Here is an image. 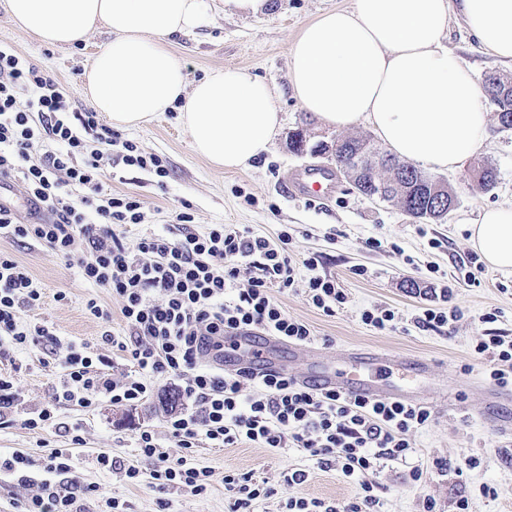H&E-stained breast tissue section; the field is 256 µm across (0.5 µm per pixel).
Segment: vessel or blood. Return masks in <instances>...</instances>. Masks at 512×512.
I'll use <instances>...</instances> for the list:
<instances>
[{
    "instance_id": "1",
    "label": "vessel or blood",
    "mask_w": 512,
    "mask_h": 512,
    "mask_svg": "<svg viewBox=\"0 0 512 512\" xmlns=\"http://www.w3.org/2000/svg\"><path fill=\"white\" fill-rule=\"evenodd\" d=\"M292 193L310 201L328 198L333 175L316 170L304 179H292ZM281 339L257 330L224 339L223 365L254 373H285L304 386L334 390L368 401L387 400L407 405L447 403L448 391L440 385H427L433 365L423 358H398L375 348H343L334 358H323L318 350L301 345L290 348L288 359H281Z\"/></svg>"
}]
</instances>
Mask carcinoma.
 Instances as JSON below:
<instances>
[{
  "label": "carcinoma",
  "instance_id": "1",
  "mask_svg": "<svg viewBox=\"0 0 512 512\" xmlns=\"http://www.w3.org/2000/svg\"><path fill=\"white\" fill-rule=\"evenodd\" d=\"M484 89L496 107L497 122L502 129H512V78L489 73L484 78ZM358 154L371 157L365 168L350 166L351 183L357 192L367 198L384 187L385 201L397 202L413 219L443 222L454 208L455 195L449 188L437 187V182L427 177L413 165L400 162L380 151L368 140L336 139L334 161L352 158ZM477 183L484 190H491L497 182V169L483 159L476 160Z\"/></svg>",
  "mask_w": 512,
  "mask_h": 512
}]
</instances>
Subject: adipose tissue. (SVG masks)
<instances>
[{
    "instance_id": "obj_1",
    "label": "adipose tissue",
    "mask_w": 512,
    "mask_h": 512,
    "mask_svg": "<svg viewBox=\"0 0 512 512\" xmlns=\"http://www.w3.org/2000/svg\"><path fill=\"white\" fill-rule=\"evenodd\" d=\"M11 19L40 43L67 47L99 27L111 40L94 56L84 95L113 128L178 109L192 148L212 167H248L282 125L270 89L243 71L188 83L174 35L206 22L204 0H5ZM459 14L484 51L512 62V0H353L319 15L290 51L294 96L319 124L373 127L388 152L412 165L457 169L487 136L482 90L446 41ZM471 246L512 271V203L468 220Z\"/></svg>"
}]
</instances>
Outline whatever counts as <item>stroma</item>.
<instances>
[{"label": "stroma", "instance_id": "stroma-1", "mask_svg": "<svg viewBox=\"0 0 512 512\" xmlns=\"http://www.w3.org/2000/svg\"><path fill=\"white\" fill-rule=\"evenodd\" d=\"M205 3L208 23L193 34L172 39L189 81L217 69L245 71L269 86L284 121L269 152L235 171L215 169L193 152L177 110L125 131V138L136 141L145 152L166 156L170 162V175L162 190L147 171L106 162L107 183L113 192L135 193L143 202L144 221L131 228L128 245H136L144 233H168L170 213L183 202L192 207L191 229L195 232L211 224H243L254 233L272 236L281 225H288L291 257L299 261L309 253L319 254L321 273L339 280L348 294L346 304L328 316L309 304L303 281H296L286 291L273 290V297L289 316L310 326L317 348L328 356L351 346L426 358L434 364V377L459 399L458 405L445 409L431 406V422L411 436V461L423 469L421 481H411L407 467L394 462L376 474L382 487L381 512H423L428 498L435 500L436 512H455L462 498L468 500L469 512H512V431L484 418V403L475 388L485 384L488 362L474 352L486 328L512 335V273L487 267L472 281L462 265L471 251L464 218L476 217L484 207L512 202V130L500 129L493 104L483 101L488 138L479 155L496 167L497 184L486 191L465 169L441 173V180L456 197L455 207L441 224L412 219L395 203L358 195L341 173L329 202L295 197L285 192L284 183L306 168L333 167L331 157L316 153L315 147L334 141L337 132L321 127L294 97L289 82L290 50L306 23L325 11L348 8L352 0H268L256 13L225 11L224 0ZM110 38L108 30L101 27L85 42L64 48L46 46L16 27L0 6V43L34 64L49 67L65 84L72 83L75 73L85 72ZM448 47L475 81L492 72L512 76V63L486 54L461 18L452 20ZM298 130L306 137V147L300 153L290 147V137ZM371 238L384 241V248H369ZM0 253L27 266L43 289L40 304L22 308L20 318L43 323L57 335L51 354L36 348L13 349L0 357V370L12 373L17 382L16 406L0 426V457L20 454L39 459L51 449L66 447L67 439L51 430H29L24 421L51 401L69 345L84 342L101 354L111 352L101 341L108 324L87 314V300L97 299L107 308L113 318L111 325L117 328L122 325L121 302L107 290L84 282L77 267L47 246L23 247L5 239L0 240ZM356 267L365 268L366 276L353 275ZM446 286L454 290L461 318L449 332L417 328L415 317L423 307L439 304L438 294ZM374 305L395 309L398 318L393 327L376 330L362 323V310ZM493 310L498 313L497 321L483 323L482 315ZM176 391L173 381L161 377L152 396L135 405L115 404L103 397L89 411L61 406V422L81 428L85 444L77 450L80 471L97 488L95 494L80 498L81 512H107L105 501L110 497L127 501L129 512H157L162 496L169 502V512H227L223 479L228 472L252 476L272 488L270 497L255 503L254 512H280L284 502L300 497L343 507L358 496L356 482L336 470L319 468L300 448L273 452L249 443L234 448L199 445L193 459L210 468L214 479L211 490L200 496L176 490L162 495L147 483L132 487L119 474L97 464L96 457L102 452L115 458H134V434L142 427L154 431L170 457L181 456V448L167 434L164 404L165 396ZM470 455L480 457L482 463L469 471L466 479H459L454 469ZM295 467L307 470L304 483L285 482L284 472ZM487 486L497 489V497L484 494Z\"/></svg>", "mask_w": 512, "mask_h": 512}]
</instances>
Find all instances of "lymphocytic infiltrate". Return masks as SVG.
Segmentation results:
<instances>
[{
    "instance_id": "f902f5d3",
    "label": "lymphocytic infiltrate",
    "mask_w": 512,
    "mask_h": 512,
    "mask_svg": "<svg viewBox=\"0 0 512 512\" xmlns=\"http://www.w3.org/2000/svg\"><path fill=\"white\" fill-rule=\"evenodd\" d=\"M40 140L48 147L36 157L31 149ZM116 145L124 165L150 171L160 181L168 177L165 158L120 138L101 124L94 109L74 110L70 91L50 71L0 44V179L17 183L41 216L37 222L24 221L0 202V239L49 246L77 266L85 281L120 299L123 322L121 329L101 335L111 356L85 343L69 347L52 401L25 421L30 430H64L69 447L52 449L36 463L19 455L0 462L1 472L17 475L19 484L30 489L17 499L16 512H78V498L95 492L78 470L75 450L84 443L80 429L63 427L59 420L62 403L88 409L104 394L115 404L139 403L152 394L160 376L185 381L181 395L187 406L167 419L170 438L185 454L170 458L152 430L139 429L135 458L117 461L104 453L97 458L127 484L147 475L159 490L204 495L213 473L195 466L188 455L199 442L213 448L248 442L275 452L294 446L356 481L360 497L344 509L316 498L291 499L282 512H379L381 487L374 476L385 463L411 457V434L429 423L428 409L316 391L281 374L256 378L247 371L199 365L204 354L222 350L226 333L238 330L257 329L300 345L313 341L310 326L288 316L272 289L291 288L297 276H304L308 302L332 316L347 300L344 288L318 274L319 255L292 260L287 229L269 237L236 224H213L196 233L188 229L194 217L185 208L172 212L173 223L185 228L182 237L149 233L128 246L126 234L141 224L143 205L137 194L106 186L102 160ZM42 298L28 269L0 254V346L54 342L48 326L18 316L19 308L36 306ZM474 351L488 358L486 375L492 382L512 386V336L485 333ZM118 359L130 367L121 381L107 373ZM252 380L259 382L260 394H246ZM144 460L151 462L150 471L142 470ZM32 467L44 473V480L29 476ZM224 489L229 512H253L254 503L271 494L250 476L230 472L224 475Z\"/></svg>"
}]
</instances>
